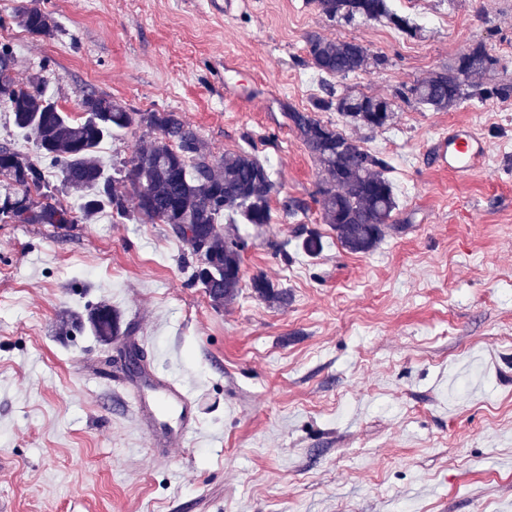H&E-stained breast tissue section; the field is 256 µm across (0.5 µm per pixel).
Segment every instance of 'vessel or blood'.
<instances>
[{
  "label": "vessel or blood",
  "instance_id": "b4317fda",
  "mask_svg": "<svg viewBox=\"0 0 512 512\" xmlns=\"http://www.w3.org/2000/svg\"><path fill=\"white\" fill-rule=\"evenodd\" d=\"M428 153L432 167L459 179L484 173L488 146L469 126L458 125L433 140ZM132 407L150 445L168 448L173 443L189 444L199 423L194 396L179 378L142 367L134 382Z\"/></svg>",
  "mask_w": 512,
  "mask_h": 512
}]
</instances>
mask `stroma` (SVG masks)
<instances>
[{
    "instance_id": "1",
    "label": "stroma",
    "mask_w": 512,
    "mask_h": 512,
    "mask_svg": "<svg viewBox=\"0 0 512 512\" xmlns=\"http://www.w3.org/2000/svg\"><path fill=\"white\" fill-rule=\"evenodd\" d=\"M26 2L0 0L19 83L41 72L72 116L91 91L181 113L213 160L251 151L278 191L267 226L222 228L247 248L221 309L170 225L108 210L68 229L0 223V512H512V0H392L417 37L329 22L313 0H35L57 24L45 38L15 24ZM313 32L378 62L322 80ZM476 49L494 60L483 116L398 98ZM346 91L395 104L379 129L320 115L390 165L398 208L366 254L323 223L320 167L284 119ZM456 124L486 140V173L429 165ZM146 139L133 126L97 155L118 164ZM284 197L307 211L287 215ZM259 274L287 306L258 298ZM103 302L120 317L111 344L61 331L64 313ZM142 336L146 361L196 397L193 447L161 455L140 434L124 357Z\"/></svg>"
}]
</instances>
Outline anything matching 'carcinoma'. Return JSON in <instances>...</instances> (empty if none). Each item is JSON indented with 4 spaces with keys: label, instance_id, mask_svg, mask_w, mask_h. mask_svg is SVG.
Returning a JSON list of instances; mask_svg holds the SVG:
<instances>
[{
    "label": "carcinoma",
    "instance_id": "carcinoma-1",
    "mask_svg": "<svg viewBox=\"0 0 512 512\" xmlns=\"http://www.w3.org/2000/svg\"><path fill=\"white\" fill-rule=\"evenodd\" d=\"M319 12L329 20H374L390 22L416 35L422 28L393 13L390 0H315ZM16 24L27 33L50 36L56 28L52 15L40 8H24ZM311 64L323 77L345 78L364 70L367 49L351 41H335L316 33L306 37ZM15 62L11 45L0 43V86L12 88L1 94L8 104L14 126L30 138L39 154L33 158L4 141L0 143V221L5 224H49L66 229L90 221L105 208L112 214L138 224H169L191 256L203 245L211 260L207 271H194L192 284L205 289L212 305L221 308L238 297L242 250L238 236L224 237L219 224L271 223V195L275 188L270 168L248 152L226 153L220 161L211 155L198 132L182 115L172 111L133 112L104 95L99 107L79 120L60 111L43 93V77L35 74L26 87L11 77ZM492 64L491 58L463 72L449 68L417 81L401 97L436 111L449 110L468 99V78ZM360 102L350 112L341 98L319 99L313 111L286 113L302 144L319 164L325 178L319 182L314 201L323 223L336 233L347 251L366 254L381 240L397 209L394 188L385 176L388 163L361 148L351 137L315 112L334 109L346 122L371 129L387 122L373 119L372 104L379 97L350 94ZM138 126L158 136L141 146L133 157L105 173L96 156L100 143L116 130ZM347 143L336 155V139ZM57 164L62 188L80 193L78 209L61 201L57 188L39 158ZM258 296L285 305L288 294L274 288L264 276L253 279ZM92 331L99 339L119 333L118 316L112 307L100 305L88 314Z\"/></svg>",
    "mask_w": 512,
    "mask_h": 512
}]
</instances>
